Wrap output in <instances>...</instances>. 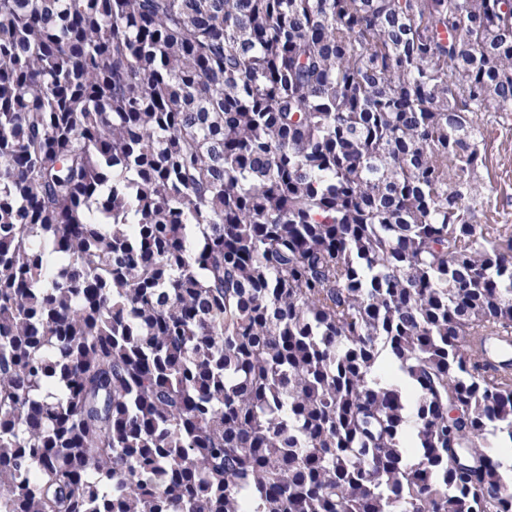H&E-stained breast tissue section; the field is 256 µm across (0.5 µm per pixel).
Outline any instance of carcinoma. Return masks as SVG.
<instances>
[{
    "label": "carcinoma",
    "instance_id": "obj_1",
    "mask_svg": "<svg viewBox=\"0 0 512 512\" xmlns=\"http://www.w3.org/2000/svg\"><path fill=\"white\" fill-rule=\"evenodd\" d=\"M502 112L512 0H0V512H512ZM482 182L489 207L484 215L477 214L476 224H509L512 228V114L503 126L490 128ZM480 360L485 370L498 377L512 376V333L480 336Z\"/></svg>",
    "mask_w": 512,
    "mask_h": 512
}]
</instances>
